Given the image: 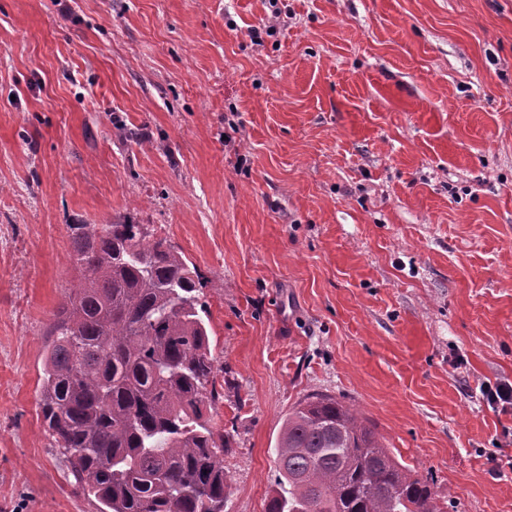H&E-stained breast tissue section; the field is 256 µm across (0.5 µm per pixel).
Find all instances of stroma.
I'll return each mask as SVG.
<instances>
[{
    "instance_id": "1",
    "label": "stroma",
    "mask_w": 512,
    "mask_h": 512,
    "mask_svg": "<svg viewBox=\"0 0 512 512\" xmlns=\"http://www.w3.org/2000/svg\"><path fill=\"white\" fill-rule=\"evenodd\" d=\"M126 217L205 282L224 512L316 390L512 512V0H0V512H98L41 377L71 225ZM486 403L498 413L512 412V382L502 381L494 386L484 388Z\"/></svg>"
}]
</instances>
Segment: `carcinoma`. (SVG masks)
<instances>
[{
	"label": "carcinoma",
	"instance_id": "carcinoma-1",
	"mask_svg": "<svg viewBox=\"0 0 512 512\" xmlns=\"http://www.w3.org/2000/svg\"><path fill=\"white\" fill-rule=\"evenodd\" d=\"M79 278L54 313L40 406L99 512H224L230 432L211 424L224 373L202 277L142 224H71ZM434 480L336 396L307 394L277 443L265 512H447Z\"/></svg>",
	"mask_w": 512,
	"mask_h": 512
}]
</instances>
